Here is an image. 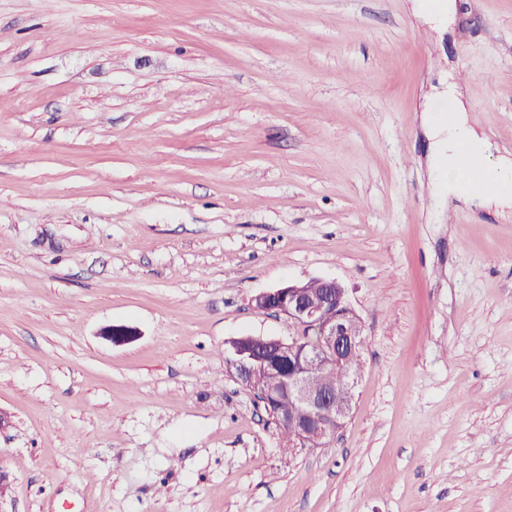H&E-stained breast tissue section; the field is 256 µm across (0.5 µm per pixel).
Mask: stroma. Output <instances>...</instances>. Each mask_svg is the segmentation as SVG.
Listing matches in <instances>:
<instances>
[{
    "label": "stroma",
    "mask_w": 512,
    "mask_h": 512,
    "mask_svg": "<svg viewBox=\"0 0 512 512\" xmlns=\"http://www.w3.org/2000/svg\"><path fill=\"white\" fill-rule=\"evenodd\" d=\"M456 4L0 0V512H512V217L420 124L453 75L512 154V0ZM316 278L363 367L287 450L225 344ZM418 12L426 18V20L435 26L444 25L448 20L455 22L456 4L455 0H416ZM435 2V4H431Z\"/></svg>",
    "instance_id": "stroma-1"
}]
</instances>
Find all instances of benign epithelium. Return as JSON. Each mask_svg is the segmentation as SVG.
<instances>
[{
  "label": "benign epithelium",
  "instance_id": "1",
  "mask_svg": "<svg viewBox=\"0 0 512 512\" xmlns=\"http://www.w3.org/2000/svg\"><path fill=\"white\" fill-rule=\"evenodd\" d=\"M317 284L313 289L308 282L288 283L252 298L256 310L287 316L300 335L288 341L242 336L228 342L227 362L257 391V401L267 412L278 413L277 402L285 392L296 402L299 413L292 419L304 448L327 446L352 408L355 374H346L336 387L320 385L318 377L363 345L361 321L345 288L335 280L319 279ZM106 336L122 344L136 330L114 325Z\"/></svg>",
  "mask_w": 512,
  "mask_h": 512
}]
</instances>
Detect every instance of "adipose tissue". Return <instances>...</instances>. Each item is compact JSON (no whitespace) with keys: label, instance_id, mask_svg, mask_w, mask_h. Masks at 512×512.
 I'll return each mask as SVG.
<instances>
[{"label":"adipose tissue","instance_id":"ef3b65f1","mask_svg":"<svg viewBox=\"0 0 512 512\" xmlns=\"http://www.w3.org/2000/svg\"><path fill=\"white\" fill-rule=\"evenodd\" d=\"M446 96L447 120L422 118L431 142L427 164L436 201L455 197L511 212L512 157L501 154L480 129L456 82H448Z\"/></svg>","mask_w":512,"mask_h":512}]
</instances>
